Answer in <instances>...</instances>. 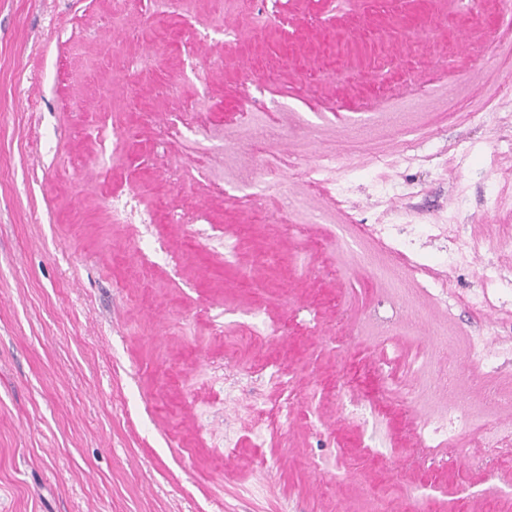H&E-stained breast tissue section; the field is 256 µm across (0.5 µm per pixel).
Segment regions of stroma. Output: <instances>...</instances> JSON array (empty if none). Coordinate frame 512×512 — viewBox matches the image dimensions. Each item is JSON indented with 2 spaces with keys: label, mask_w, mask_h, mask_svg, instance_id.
<instances>
[{
  "label": "stroma",
  "mask_w": 512,
  "mask_h": 512,
  "mask_svg": "<svg viewBox=\"0 0 512 512\" xmlns=\"http://www.w3.org/2000/svg\"><path fill=\"white\" fill-rule=\"evenodd\" d=\"M241 2L230 14L224 0H180L160 17L127 0L116 27L114 0H0V512H378L382 485L393 512H495L512 446L470 464L512 421L477 397L486 385L512 397V293L472 297L485 268L512 279V0H401L411 40L375 0H281L296 23L286 44ZM225 21L238 51L197 45L199 78L159 95L176 44ZM143 48L155 65L128 79ZM247 75L258 102L245 120L232 107ZM134 95L150 121L125 107ZM179 115L223 128L240 153L254 130L290 162L329 150L338 165L315 186L281 167L272 193L292 213L275 224L247 207L236 162L221 193L195 142L158 143ZM115 121L131 150L105 171L89 132ZM172 163L185 178L171 185ZM131 187L207 216L149 230L173 262L145 264L149 231L113 223L112 193ZM294 223L330 238L314 247ZM380 226L408 253L389 251ZM257 308L280 327L263 344L249 331ZM396 351L426 363L391 387L376 367ZM262 356L288 366L290 422ZM412 421L436 440L414 444Z\"/></svg>",
  "instance_id": "1"
}]
</instances>
